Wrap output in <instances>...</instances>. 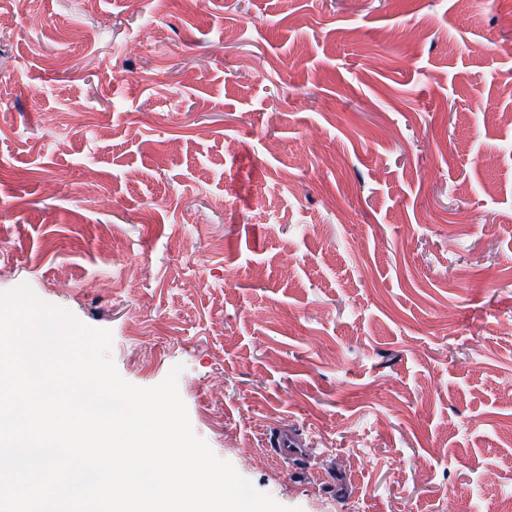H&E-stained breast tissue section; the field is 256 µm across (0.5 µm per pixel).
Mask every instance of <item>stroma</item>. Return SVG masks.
<instances>
[{
    "label": "stroma",
    "instance_id": "1",
    "mask_svg": "<svg viewBox=\"0 0 512 512\" xmlns=\"http://www.w3.org/2000/svg\"><path fill=\"white\" fill-rule=\"evenodd\" d=\"M510 112L512 0H0V292L295 512H495ZM272 446L277 456L284 461L298 460L303 456L304 448H301L298 437L292 432L274 434Z\"/></svg>",
    "mask_w": 512,
    "mask_h": 512
}]
</instances>
